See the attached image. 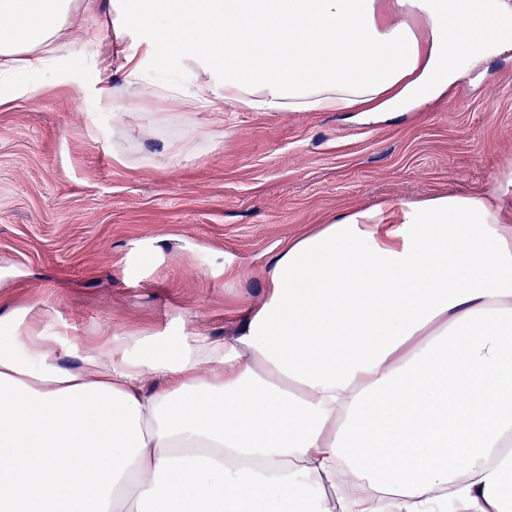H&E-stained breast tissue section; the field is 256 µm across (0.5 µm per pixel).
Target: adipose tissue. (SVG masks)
<instances>
[{
    "label": "adipose tissue",
    "mask_w": 512,
    "mask_h": 512,
    "mask_svg": "<svg viewBox=\"0 0 512 512\" xmlns=\"http://www.w3.org/2000/svg\"><path fill=\"white\" fill-rule=\"evenodd\" d=\"M424 7L421 35L407 20ZM112 29L97 99L148 62L189 108L390 112L512 47V0H0V79ZM234 335L173 323L84 345L0 316V512H505L512 482V160L482 190L347 209L289 242ZM206 78L207 74H204L197 67L193 66L191 68L181 65L173 58L150 62L145 70V81L147 83L179 79L183 83L189 84Z\"/></svg>",
    "instance_id": "1"
}]
</instances>
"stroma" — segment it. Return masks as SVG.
<instances>
[{"label":"stroma","mask_w":512,"mask_h":512,"mask_svg":"<svg viewBox=\"0 0 512 512\" xmlns=\"http://www.w3.org/2000/svg\"><path fill=\"white\" fill-rule=\"evenodd\" d=\"M0 84V311L31 309L59 339L221 338L260 303L280 249L337 213L483 189L512 159V49L438 100L401 112L187 110L151 93L122 123L102 109L97 44Z\"/></svg>","instance_id":"35a3bbf8"}]
</instances>
